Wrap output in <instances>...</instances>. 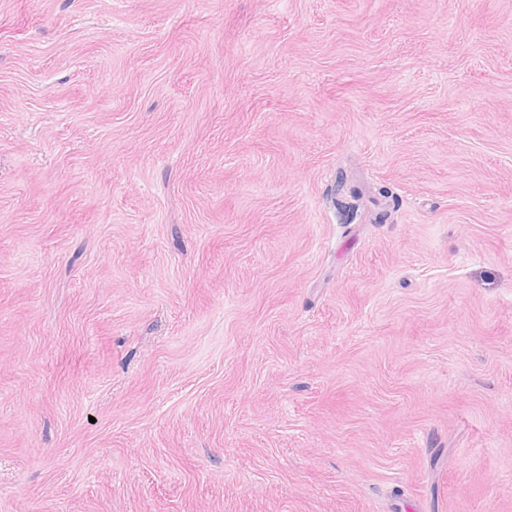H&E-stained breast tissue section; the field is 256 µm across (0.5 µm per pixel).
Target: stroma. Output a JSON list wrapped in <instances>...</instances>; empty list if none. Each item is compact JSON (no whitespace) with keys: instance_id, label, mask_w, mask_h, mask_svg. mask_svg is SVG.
Returning a JSON list of instances; mask_svg holds the SVG:
<instances>
[{"instance_id":"obj_1","label":"stroma","mask_w":512,"mask_h":512,"mask_svg":"<svg viewBox=\"0 0 512 512\" xmlns=\"http://www.w3.org/2000/svg\"><path fill=\"white\" fill-rule=\"evenodd\" d=\"M0 512H512V0H0Z\"/></svg>"}]
</instances>
